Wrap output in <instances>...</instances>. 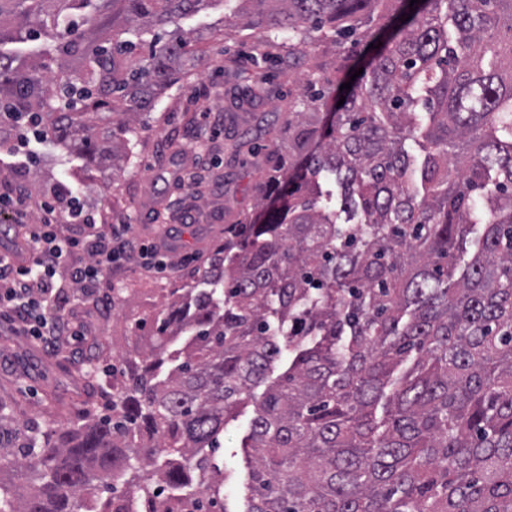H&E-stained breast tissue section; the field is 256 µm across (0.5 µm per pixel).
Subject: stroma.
<instances>
[{"mask_svg": "<svg viewBox=\"0 0 512 512\" xmlns=\"http://www.w3.org/2000/svg\"><path fill=\"white\" fill-rule=\"evenodd\" d=\"M224 13L222 0H212L182 19L204 56L160 93L148 130L135 139L133 157L120 172H113L107 160L85 166L73 147L53 139L31 144L26 155L0 156V194L18 179L36 197L60 183L88 193L96 223L133 224L136 236L155 243L159 259L170 264L159 272L134 256L124 261L119 276L103 281L108 288L124 289L123 306L102 314L74 301L72 319L83 336L58 351H44L0 326V403L11 408L18 423H43L52 410L64 420L89 405L104 414L102 369L141 345L135 321L161 309L163 289L181 287L189 273L207 267L225 227L259 199L258 182L297 85L287 64L277 63L263 99L247 97L252 58L273 45L261 29L225 27ZM192 175L197 178L193 185L188 182ZM159 211L169 215L168 223L156 221ZM251 418L247 406L228 422L225 432L234 445L219 449L215 458L230 474L224 496L236 512L245 507L247 476L237 444L248 434Z\"/></svg>", "mask_w": 512, "mask_h": 512, "instance_id": "1", "label": "stroma"}]
</instances>
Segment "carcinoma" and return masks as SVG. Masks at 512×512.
Returning a JSON list of instances; mask_svg holds the SVG:
<instances>
[{
  "instance_id": "1",
  "label": "carcinoma",
  "mask_w": 512,
  "mask_h": 512,
  "mask_svg": "<svg viewBox=\"0 0 512 512\" xmlns=\"http://www.w3.org/2000/svg\"><path fill=\"white\" fill-rule=\"evenodd\" d=\"M231 1L338 76L367 49L363 81L336 107L340 80L295 78L257 210L165 289L106 414L33 432L0 404V468L29 476L0 512H231L214 454L248 405L244 512H512V0ZM208 2L0 0V113L119 166Z\"/></svg>"
}]
</instances>
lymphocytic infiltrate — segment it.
Here are the masks:
<instances>
[{
	"instance_id": "f902f5d3",
	"label": "lymphocytic infiltrate",
	"mask_w": 512,
	"mask_h": 512,
	"mask_svg": "<svg viewBox=\"0 0 512 512\" xmlns=\"http://www.w3.org/2000/svg\"><path fill=\"white\" fill-rule=\"evenodd\" d=\"M7 200L10 208L0 214V222L25 225L28 261L19 265L9 252H0V317L10 321L17 335L29 337L43 350H56L62 337L82 334L69 316V287L83 288L95 308L107 311L112 298L100 292V282L130 255H139L158 270L166 268L152 248L139 243L132 225L98 229L92 214L70 189L53 188L36 200L22 183ZM64 224H80L85 231L64 237L59 232ZM76 250L87 255L86 264H71ZM62 272L67 275L63 287L58 284Z\"/></svg>"
}]
</instances>
